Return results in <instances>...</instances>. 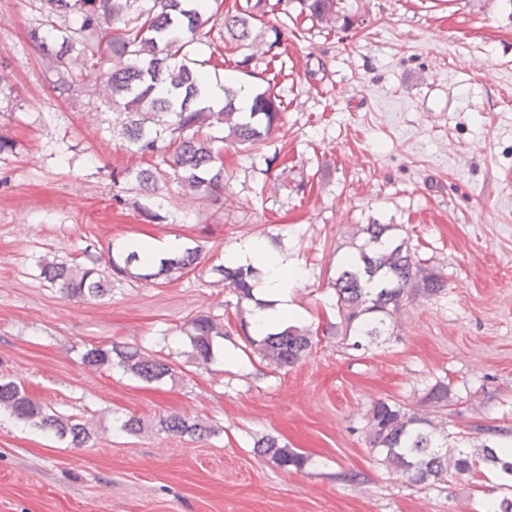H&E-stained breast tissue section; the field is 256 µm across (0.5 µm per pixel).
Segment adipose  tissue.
Wrapping results in <instances>:
<instances>
[{"instance_id": "ef3b65f1", "label": "adipose tissue", "mask_w": 512, "mask_h": 512, "mask_svg": "<svg viewBox=\"0 0 512 512\" xmlns=\"http://www.w3.org/2000/svg\"><path fill=\"white\" fill-rule=\"evenodd\" d=\"M226 266H250L258 270L254 283L250 321L257 334L281 330L299 322L300 310L291 299V292L298 283L299 267L288 265L266 242L256 239L234 247L225 259Z\"/></svg>"}]
</instances>
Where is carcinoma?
Segmentation results:
<instances>
[{
    "label": "carcinoma",
    "mask_w": 512,
    "mask_h": 512,
    "mask_svg": "<svg viewBox=\"0 0 512 512\" xmlns=\"http://www.w3.org/2000/svg\"><path fill=\"white\" fill-rule=\"evenodd\" d=\"M36 4L40 22L28 31L29 39L45 54L79 69L61 78L75 93L85 90L83 72H95L94 93L112 104L126 150L145 161L136 168L112 169V202L126 204L125 187L151 199L175 176L193 199L204 205L224 196V148L214 147L218 140L228 142L236 153L249 152L283 126L286 111L280 96L266 88L251 96L249 109L236 104L238 91L224 85V107L215 111L202 105L201 89L205 75L193 67L187 47L209 38L213 68L224 67L220 44L232 43L240 51L233 70L247 77L269 82L265 77L271 64L286 54L283 41L293 19L288 0H231L219 3L223 21L217 36L204 30L214 15L207 14V0H152V5L131 12L135 0H30ZM300 14L311 21L343 31L358 25L355 16L340 7L341 0H297ZM267 26L269 39L258 38L257 25ZM222 127L227 135L217 137L213 128ZM391 224H363L357 233L363 241L350 260L336 269L331 279L335 292L336 321L328 322L323 334L338 342H350L351 348H363L389 331L404 307L416 298L434 299L448 288L443 274L429 260L411 251L409 239L392 234ZM137 251L128 249L123 261H117L112 248L107 254L84 251V261L71 264L46 258L37 264V277L59 290L70 300L101 299L108 292L104 269L126 278L151 282L174 274L184 275L200 264L199 249L187 247L164 259L155 269L135 272ZM224 288L236 298V325L228 328L224 319L209 311L194 316L185 327L191 355L197 365L207 366L214 359L217 338L238 336L239 349L259 358V368L271 373L291 368L308 357L315 342L313 332L288 326L255 337L250 322L242 314L241 304L253 300L251 281L258 270L251 267H213ZM81 364L91 369L117 367L146 384L172 377V364L138 347L112 343L90 345L81 353ZM450 383L439 380L421 398L425 410L409 408L394 398L372 401L364 414V434L379 463L419 489L440 483L472 478L480 464L493 466L499 478L512 490V451L484 444L471 452L435 445L438 426L430 414L448 406ZM38 431L66 440L73 448H83L95 436L89 423L74 415L62 416L35 399L24 385L0 377V414ZM159 432L205 439L219 433L212 423L191 420L172 413L156 422ZM257 455L277 468L301 473L308 456L288 449L279 436L265 434L254 441Z\"/></svg>",
    "instance_id": "obj_1"
}]
</instances>
